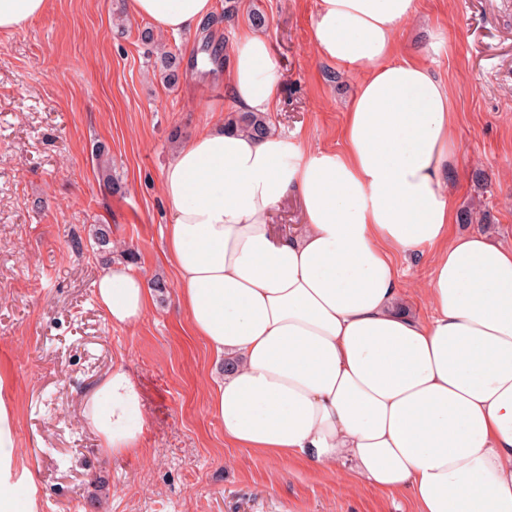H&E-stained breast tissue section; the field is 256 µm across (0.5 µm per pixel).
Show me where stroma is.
I'll return each instance as SVG.
<instances>
[{"label":"stroma","instance_id":"obj_1","mask_svg":"<svg viewBox=\"0 0 512 512\" xmlns=\"http://www.w3.org/2000/svg\"><path fill=\"white\" fill-rule=\"evenodd\" d=\"M400 30L405 57L450 87L458 160L456 233L512 247V0H416ZM225 0L199 31L155 32L127 0H49L29 27L0 35V373L12 388L13 479L35 488L36 512H419L405 494L337 483L224 442L208 412L223 366L193 336L162 250L163 170L199 128L238 108L214 70L252 13L280 75L273 132L337 150L362 76L320 57L316 0ZM179 61L168 82L164 53ZM111 169L107 186L99 163ZM112 227L147 280H164L134 328L112 325L94 283L106 260L93 225ZM403 303L428 316L417 293L422 256L397 258ZM141 388L147 431L140 454L105 453L81 396L114 363Z\"/></svg>","mask_w":512,"mask_h":512}]
</instances>
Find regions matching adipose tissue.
Here are the masks:
<instances>
[{"label": "adipose tissue", "mask_w": 512, "mask_h": 512, "mask_svg": "<svg viewBox=\"0 0 512 512\" xmlns=\"http://www.w3.org/2000/svg\"><path fill=\"white\" fill-rule=\"evenodd\" d=\"M46 4L0 0V33ZM214 11V0H130L165 33L196 31ZM415 14V0H317L319 55L363 75L343 150L201 128L162 175L164 254L193 334L230 364L208 401L227 444L410 493L420 512H512V249L449 233L454 104L426 65L399 57ZM277 81L266 38L242 31L224 71L236 105L273 111ZM292 193L302 222L274 235L269 215ZM426 252L430 314L417 318L394 256ZM95 295L127 328L151 306L145 276L121 263ZM8 399L0 375V512H32L8 482ZM82 412L105 452L140 453L142 392L125 364Z\"/></svg>", "instance_id": "obj_1"}]
</instances>
